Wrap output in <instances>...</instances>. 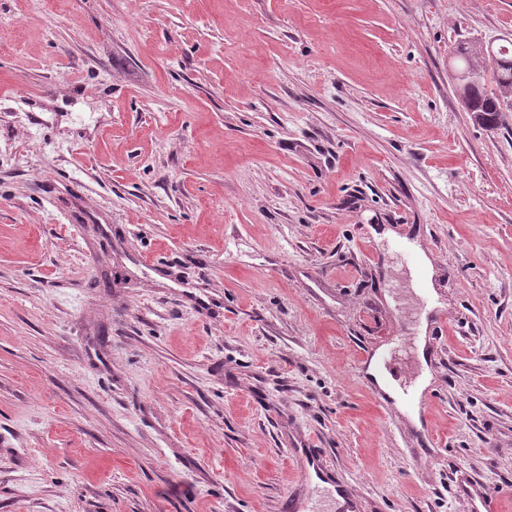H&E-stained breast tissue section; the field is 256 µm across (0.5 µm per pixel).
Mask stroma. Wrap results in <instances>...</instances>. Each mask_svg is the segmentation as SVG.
Listing matches in <instances>:
<instances>
[{"mask_svg":"<svg viewBox=\"0 0 512 512\" xmlns=\"http://www.w3.org/2000/svg\"><path fill=\"white\" fill-rule=\"evenodd\" d=\"M501 38L512 0H0V512H512V112L452 79Z\"/></svg>","mask_w":512,"mask_h":512,"instance_id":"35a3bbf8","label":"stroma"}]
</instances>
